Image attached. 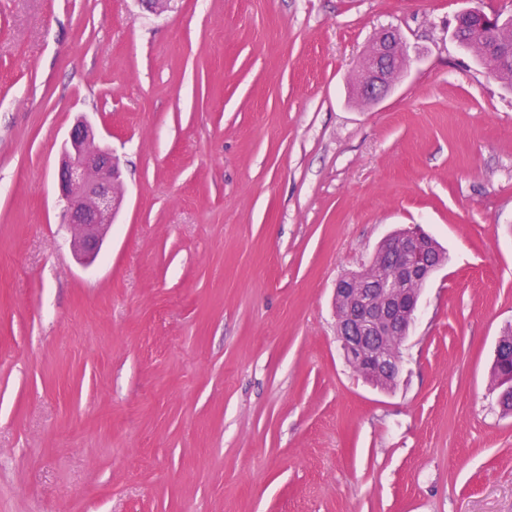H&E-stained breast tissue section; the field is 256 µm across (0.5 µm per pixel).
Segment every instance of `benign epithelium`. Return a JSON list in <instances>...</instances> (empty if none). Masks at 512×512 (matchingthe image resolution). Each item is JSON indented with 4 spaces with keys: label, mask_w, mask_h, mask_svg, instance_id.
Wrapping results in <instances>:
<instances>
[{
    "label": "benign epithelium",
    "mask_w": 512,
    "mask_h": 512,
    "mask_svg": "<svg viewBox=\"0 0 512 512\" xmlns=\"http://www.w3.org/2000/svg\"><path fill=\"white\" fill-rule=\"evenodd\" d=\"M408 62L400 35L393 30L382 33L362 62L358 95L366 101L382 99ZM121 183L122 171L112 149L86 118L78 119L63 146L57 185L64 223L74 229V251L86 264L97 258L120 210ZM445 260L432 237L416 228L399 229L379 243L372 270L348 273L336 282L337 339L347 359L361 364L384 389L395 385L400 371V350L387 351L385 340H406L420 300L421 291L405 285L426 283ZM377 261L392 265L397 277L379 276Z\"/></svg>",
    "instance_id": "benign-epithelium-1"
}]
</instances>
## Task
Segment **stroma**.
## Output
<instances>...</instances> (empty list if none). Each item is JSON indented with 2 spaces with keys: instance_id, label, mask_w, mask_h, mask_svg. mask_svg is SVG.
<instances>
[{
  "instance_id": "1",
  "label": "stroma",
  "mask_w": 512,
  "mask_h": 512,
  "mask_svg": "<svg viewBox=\"0 0 512 512\" xmlns=\"http://www.w3.org/2000/svg\"><path fill=\"white\" fill-rule=\"evenodd\" d=\"M467 10L512 0H0V512H512V87ZM387 28L408 74L366 105ZM81 114L125 188L88 266ZM408 227L446 263L383 390L333 292ZM122 171L112 149L84 117L68 134L57 171L63 224L74 229L73 248L86 264L101 251L107 229L120 210ZM503 345L500 349V355L502 362L494 364L492 369L493 378L495 381L496 388L499 389L498 401L500 406L505 412L512 411V392L503 393L502 389L498 387L500 373H508L512 371V330L507 331L503 336Z\"/></svg>"
}]
</instances>
